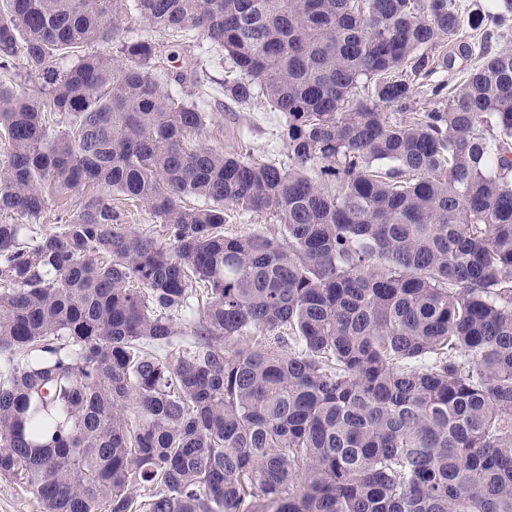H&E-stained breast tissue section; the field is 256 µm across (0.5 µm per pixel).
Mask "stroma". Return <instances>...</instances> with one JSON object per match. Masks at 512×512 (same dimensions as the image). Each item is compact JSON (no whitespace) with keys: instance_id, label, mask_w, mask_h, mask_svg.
<instances>
[{"instance_id":"35a3bbf8","label":"stroma","mask_w":512,"mask_h":512,"mask_svg":"<svg viewBox=\"0 0 512 512\" xmlns=\"http://www.w3.org/2000/svg\"><path fill=\"white\" fill-rule=\"evenodd\" d=\"M132 36L144 37L157 44L154 66L161 71L181 69L191 71L206 68L213 81L203 91L211 103L210 120L201 136L206 145L226 151L237 149L240 144H247L254 156L272 161L281 160L284 147L279 140V126L284 117L278 112H269L263 103L254 102L238 105L225 99L221 83L224 79L222 53L199 37L182 41H173L171 37L154 32L143 26H133ZM462 38L469 42L472 52L463 58L455 53L454 41L445 42L442 51L454 55V63L446 68L437 69L432 74V81H445L457 84L483 62V42L474 36L471 30H464Z\"/></svg>"}]
</instances>
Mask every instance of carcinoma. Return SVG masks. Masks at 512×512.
<instances>
[{
    "mask_svg": "<svg viewBox=\"0 0 512 512\" xmlns=\"http://www.w3.org/2000/svg\"><path fill=\"white\" fill-rule=\"evenodd\" d=\"M131 16L222 48L286 161L200 144L179 87L212 78L154 72ZM461 27L452 0H0V72L37 81L0 80V477L44 512H512V47L405 113ZM55 195L79 209L32 231ZM233 208L280 236H224ZM116 205L121 208V218L126 224H136L137 226L147 230L155 232L154 235L159 239L164 240L167 238L164 235H160L162 233L161 225L155 223L151 215L149 214L148 209L143 206V204L138 202V205H134L132 203L125 204L126 201L116 200ZM160 235V236H159Z\"/></svg>",
    "mask_w": 512,
    "mask_h": 512,
    "instance_id": "1",
    "label": "carcinoma"
}]
</instances>
